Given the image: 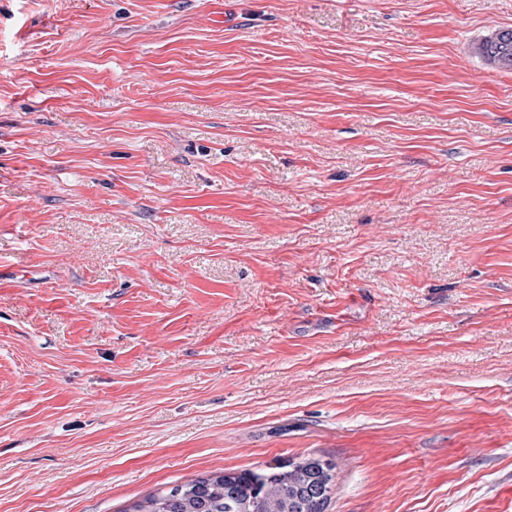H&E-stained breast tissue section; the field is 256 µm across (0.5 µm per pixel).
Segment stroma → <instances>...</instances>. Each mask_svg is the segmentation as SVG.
<instances>
[{"instance_id": "1", "label": "stroma", "mask_w": 512, "mask_h": 512, "mask_svg": "<svg viewBox=\"0 0 512 512\" xmlns=\"http://www.w3.org/2000/svg\"><path fill=\"white\" fill-rule=\"evenodd\" d=\"M501 27L512 0H0V512L312 453L327 512H512ZM476 53L488 65L512 72V27L498 28L484 36Z\"/></svg>"}]
</instances>
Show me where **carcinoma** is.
Masks as SVG:
<instances>
[{
  "instance_id": "1",
  "label": "carcinoma",
  "mask_w": 512,
  "mask_h": 512,
  "mask_svg": "<svg viewBox=\"0 0 512 512\" xmlns=\"http://www.w3.org/2000/svg\"><path fill=\"white\" fill-rule=\"evenodd\" d=\"M476 53L512 72V27L484 36ZM336 463L309 454L247 469L215 472L152 494L124 512H326Z\"/></svg>"
}]
</instances>
